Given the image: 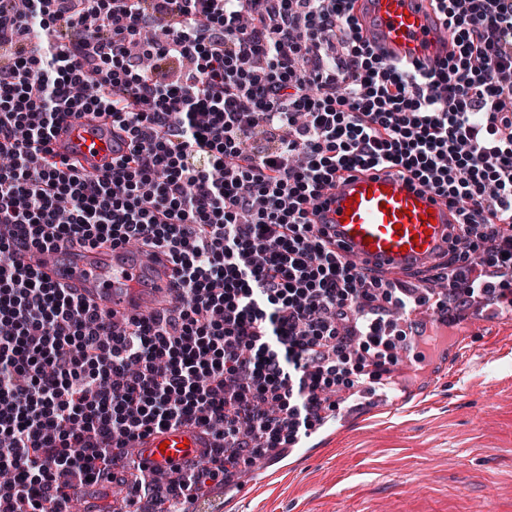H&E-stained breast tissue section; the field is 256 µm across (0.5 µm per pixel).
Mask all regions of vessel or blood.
I'll list each match as a JSON object with an SVG mask.
<instances>
[{
	"label": "vessel or blood",
	"mask_w": 512,
	"mask_h": 512,
	"mask_svg": "<svg viewBox=\"0 0 512 512\" xmlns=\"http://www.w3.org/2000/svg\"><path fill=\"white\" fill-rule=\"evenodd\" d=\"M363 34L387 59L432 68L454 52L453 35L431 0H354ZM57 156L91 177L106 172L117 146L111 124L90 114L69 117L52 144ZM317 223L336 235V249L362 266L399 274L431 265L458 233L460 217L438 196L398 173L352 172L328 191ZM22 264L66 285L98 312L122 325L132 315L173 307L178 281L157 251L108 243L27 250ZM209 429L192 422L151 431L132 443L129 465L160 475L206 458Z\"/></svg>",
	"instance_id": "b4317fda"
}]
</instances>
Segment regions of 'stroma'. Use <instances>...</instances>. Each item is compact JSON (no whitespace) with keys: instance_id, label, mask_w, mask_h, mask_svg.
<instances>
[{"instance_id":"35a3bbf8","label":"stroma","mask_w":512,"mask_h":512,"mask_svg":"<svg viewBox=\"0 0 512 512\" xmlns=\"http://www.w3.org/2000/svg\"><path fill=\"white\" fill-rule=\"evenodd\" d=\"M472 340L434 386L394 411L373 402L382 379L356 399L331 394L345 416L316 435L310 454L289 458L234 503L213 486L212 512H512V320L472 327Z\"/></svg>"}]
</instances>
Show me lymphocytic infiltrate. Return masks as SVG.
Returning <instances> with one entry per match:
<instances>
[{
    "label": "lymphocytic infiltrate",
    "instance_id": "obj_1",
    "mask_svg": "<svg viewBox=\"0 0 512 512\" xmlns=\"http://www.w3.org/2000/svg\"><path fill=\"white\" fill-rule=\"evenodd\" d=\"M348 2L0 8V155L16 162L0 171V512H65L114 449L193 421L218 441L206 466L128 483L168 512L308 433L365 356L394 362L379 310L417 299L343 261L310 217L339 172L395 169L456 209L449 304L512 307V0H434L457 51L429 70L387 61ZM43 15L71 35L29 49ZM159 30L157 55L189 63L171 82L133 48ZM79 112L126 142L98 178L42 162ZM75 237L165 250L176 306L117 330L16 259Z\"/></svg>",
    "mask_w": 512,
    "mask_h": 512
}]
</instances>
